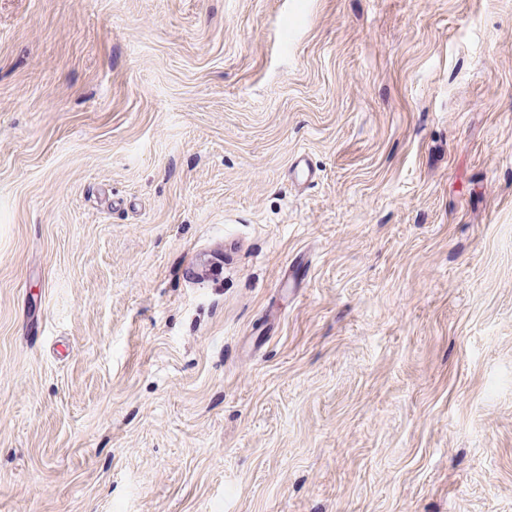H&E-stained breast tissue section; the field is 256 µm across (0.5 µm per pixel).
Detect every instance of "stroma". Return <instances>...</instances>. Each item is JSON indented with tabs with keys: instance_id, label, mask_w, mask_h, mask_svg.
<instances>
[{
	"instance_id": "1",
	"label": "stroma",
	"mask_w": 512,
	"mask_h": 512,
	"mask_svg": "<svg viewBox=\"0 0 512 512\" xmlns=\"http://www.w3.org/2000/svg\"><path fill=\"white\" fill-rule=\"evenodd\" d=\"M0 512H512V0H0ZM288 177L292 183L298 186H308L317 179L318 170L310 163L305 153L297 152L290 160Z\"/></svg>"
}]
</instances>
